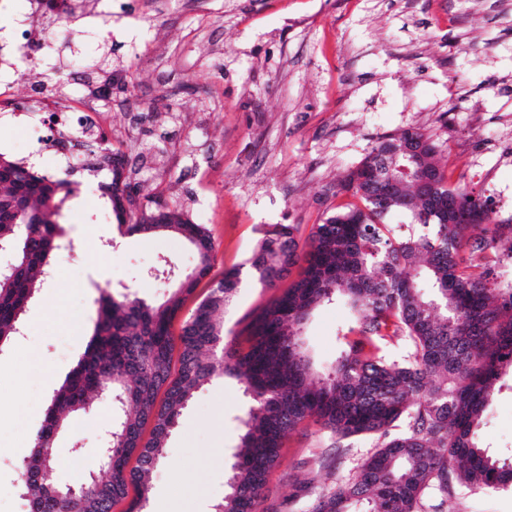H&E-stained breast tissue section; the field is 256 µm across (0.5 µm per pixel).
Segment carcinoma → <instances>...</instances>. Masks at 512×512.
Listing matches in <instances>:
<instances>
[{"mask_svg": "<svg viewBox=\"0 0 512 512\" xmlns=\"http://www.w3.org/2000/svg\"><path fill=\"white\" fill-rule=\"evenodd\" d=\"M424 142L419 167L431 182L403 174V142ZM112 166L101 196L127 235L167 234L193 250L195 274L167 262L155 277L176 290L157 304L104 291L82 357L53 391L34 446L18 467L27 512H113L134 487L125 512H140L152 474L164 459L178 419L194 395L217 379L234 378L249 400L240 423L224 497L214 512H260L267 478L285 437L315 424L340 441L375 440L355 471L324 487L311 512H441L464 486L512 487V459H498L477 442L502 369L512 366V224H472L493 212L492 200L453 181L430 137L406 130L372 148L344 189L355 201L312 228L304 244L293 224H270L248 259L258 285L274 288L289 268L298 280L249 324L247 345L224 351V308L241 284V270L224 278L184 321L180 345L169 327L182 300L215 261L209 229L178 205L125 215L134 195L121 179L128 160L110 147L95 161ZM70 187L0 153V352L19 335L21 316L45 286L63 244V209ZM404 220L393 224L390 217ZM336 303L348 313L338 330L340 351L317 361L303 329L311 315ZM399 343L403 356L387 347ZM178 370H173V355ZM107 403L116 417L99 454L103 474L78 483L48 481L58 437L74 414ZM136 465L129 467L131 458ZM95 481L97 492L81 487Z\"/></svg>", "mask_w": 512, "mask_h": 512, "instance_id": "obj_1", "label": "carcinoma"}]
</instances>
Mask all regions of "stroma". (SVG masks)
Masks as SVG:
<instances>
[{
  "instance_id": "stroma-1",
  "label": "stroma",
  "mask_w": 512,
  "mask_h": 512,
  "mask_svg": "<svg viewBox=\"0 0 512 512\" xmlns=\"http://www.w3.org/2000/svg\"><path fill=\"white\" fill-rule=\"evenodd\" d=\"M116 13L152 27L136 60L123 36L109 47L84 34L93 17L61 33L53 59L15 76L13 116L0 117V152L22 160L37 142L15 114L33 109L34 82L64 71L60 96L76 126L90 82H108L113 149L141 204L188 210L215 245L210 274L182 303L172 335L222 279L245 267L269 224H293L306 240L352 202L341 188L380 140L408 129L429 135L440 154L460 152L455 179L474 192L512 198V0H111ZM104 200L75 187L63 229L78 248L57 261L54 277L23 317L15 347L0 353V512H26L16 482L55 385L83 354L101 291L133 286L160 301L172 285L152 277L161 261L187 270L195 256L180 238L122 234L101 223ZM278 294L243 278L224 311V343L243 340L256 314ZM345 308L318 309L306 328L317 357L331 360ZM36 357L45 379L20 369ZM478 443L512 455V371L504 370ZM246 407L228 378L201 390L179 418L153 475L148 512L177 501L185 512H212L225 491ZM106 410L74 419L56 443L53 477L71 481L97 469ZM341 444L339 462L317 455ZM373 448L367 436L336 442L311 425L284 441L268 477L264 512H306L314 487L347 477ZM447 512H512V490L459 488Z\"/></svg>"
}]
</instances>
